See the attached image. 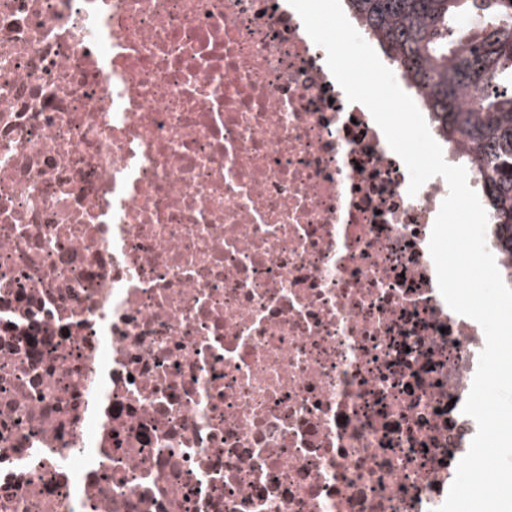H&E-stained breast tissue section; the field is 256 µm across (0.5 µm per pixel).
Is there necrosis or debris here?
Segmentation results:
<instances>
[{
  "label": "necrosis or debris",
  "mask_w": 512,
  "mask_h": 512,
  "mask_svg": "<svg viewBox=\"0 0 512 512\" xmlns=\"http://www.w3.org/2000/svg\"><path fill=\"white\" fill-rule=\"evenodd\" d=\"M288 0H0V512H437L485 345Z\"/></svg>",
  "instance_id": "obj_1"
}]
</instances>
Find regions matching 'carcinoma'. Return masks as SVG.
<instances>
[{
  "instance_id": "cac0c4a2",
  "label": "carcinoma",
  "mask_w": 512,
  "mask_h": 512,
  "mask_svg": "<svg viewBox=\"0 0 512 512\" xmlns=\"http://www.w3.org/2000/svg\"><path fill=\"white\" fill-rule=\"evenodd\" d=\"M418 94L437 136L486 190L488 226L512 259V0H345ZM467 15L483 16L470 32ZM472 102L467 106L464 101Z\"/></svg>"
}]
</instances>
